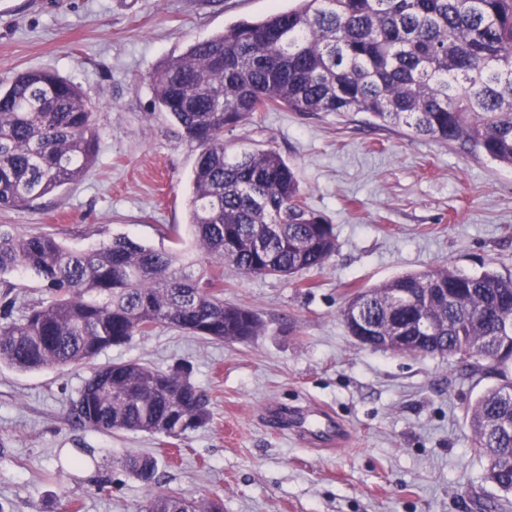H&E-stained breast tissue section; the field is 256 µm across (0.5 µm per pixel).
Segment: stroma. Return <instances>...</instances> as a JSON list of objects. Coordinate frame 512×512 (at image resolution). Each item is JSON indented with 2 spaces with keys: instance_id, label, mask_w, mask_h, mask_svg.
<instances>
[{
  "instance_id": "35a3bbf8",
  "label": "stroma",
  "mask_w": 512,
  "mask_h": 512,
  "mask_svg": "<svg viewBox=\"0 0 512 512\" xmlns=\"http://www.w3.org/2000/svg\"><path fill=\"white\" fill-rule=\"evenodd\" d=\"M290 0H0V80L53 70L95 114L92 166L76 183L0 210L19 234L48 232L82 250L126 235L190 244L189 177L198 150L154 108L148 75L163 59ZM224 139L275 147L309 205L334 226L336 251L293 277L224 270V300L265 331L245 344L162 326L92 364L20 372L0 365V505L7 512H139L148 489L117 461L154 456L163 488L219 494L224 512H482L493 494L464 409L492 376L453 359L362 347L340 316L352 289L436 268L512 276V167L373 124L363 112H259ZM176 227L175 237L166 228ZM135 361L188 365L211 420L174 445L144 433L74 427L71 401L93 369ZM321 405L344 424L340 446L308 444L281 413ZM112 489L98 493L99 476Z\"/></svg>"
}]
</instances>
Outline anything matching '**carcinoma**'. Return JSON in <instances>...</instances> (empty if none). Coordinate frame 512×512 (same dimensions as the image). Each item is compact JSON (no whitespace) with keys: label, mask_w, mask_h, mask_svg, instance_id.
Here are the masks:
<instances>
[{"label":"carcinoma","mask_w":512,"mask_h":512,"mask_svg":"<svg viewBox=\"0 0 512 512\" xmlns=\"http://www.w3.org/2000/svg\"><path fill=\"white\" fill-rule=\"evenodd\" d=\"M159 111L196 143L189 229L194 249H156L117 235L77 251L52 234L0 224V277L23 271L42 298L15 313L16 285L0 294V364L27 372L87 364L158 326L246 343L264 325L224 302V266L291 276L336 250L333 225L306 201L295 168L273 147L228 153L224 130L257 112H364L377 125L428 137L512 167V0H295L241 20L151 71ZM96 129L81 90L49 71L0 82V209H17L78 181L95 159ZM205 259V283L191 268ZM348 329L410 336L409 350L457 357L467 376L499 382L465 408L483 481L512 506V349L489 341L512 328V277L431 269L349 295ZM428 318L441 328L418 326ZM72 423L102 432L177 439L210 421L186 369L137 362L97 368L70 404ZM121 469L149 488L141 512H224L220 496L165 490L158 461L128 453Z\"/></svg>","instance_id":"cac0c4a2"}]
</instances>
